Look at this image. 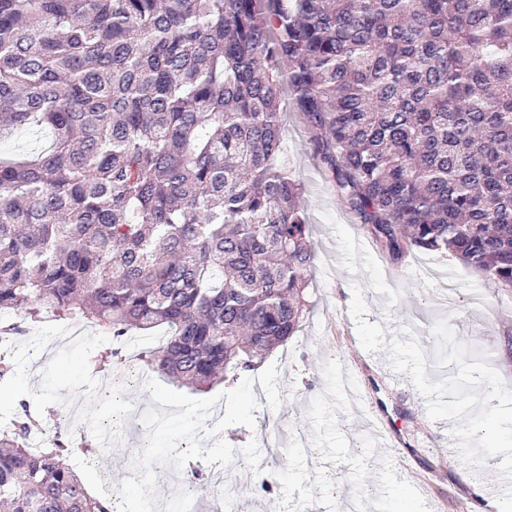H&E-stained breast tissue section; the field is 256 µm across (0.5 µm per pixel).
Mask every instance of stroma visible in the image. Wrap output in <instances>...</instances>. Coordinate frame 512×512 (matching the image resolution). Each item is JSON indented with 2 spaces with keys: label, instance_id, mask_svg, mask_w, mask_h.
Returning <instances> with one entry per match:
<instances>
[{
  "label": "stroma",
  "instance_id": "stroma-1",
  "mask_svg": "<svg viewBox=\"0 0 512 512\" xmlns=\"http://www.w3.org/2000/svg\"><path fill=\"white\" fill-rule=\"evenodd\" d=\"M282 122L283 161L304 187L317 255L308 290L314 309L303 331L271 356L280 370L282 407L271 410L265 394H257L255 428L233 425L223 431L235 449V464L223 470L200 462L204 477L219 473L223 480L195 500L194 512L229 497L241 512H349L351 501L363 499L370 500L373 512H499L491 496L501 486L495 464L473 472L458 454L447 453L451 421L428 418L425 399L408 375L393 373L387 351L361 347L350 303L353 284H360L368 322L409 331L421 343L431 341L440 318H449L460 341L476 342L512 389V295L481 287L471 269L446 256L416 252L392 267L340 206L336 186L314 158L307 128L292 105H285ZM86 334L83 341L67 338L56 321L17 339L11 352L15 374L0 381V421L12 419L23 401L44 410L76 398L87 402L96 420L111 415L86 358L112 338L91 327ZM163 338L159 332L122 343L111 367V381L123 393L122 412L150 406L137 373L144 366L142 351ZM380 421L391 447H380L375 439L372 425ZM277 429L283 443L267 450L260 437ZM141 437L137 430L105 446L88 435L96 451L79 473L90 492L129 477V460ZM257 475L267 478L269 489L254 483Z\"/></svg>",
  "mask_w": 512,
  "mask_h": 512
}]
</instances>
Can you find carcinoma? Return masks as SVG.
<instances>
[{
	"label": "carcinoma",
	"mask_w": 512,
	"mask_h": 512,
	"mask_svg": "<svg viewBox=\"0 0 512 512\" xmlns=\"http://www.w3.org/2000/svg\"><path fill=\"white\" fill-rule=\"evenodd\" d=\"M394 262L512 295V0H0V314L119 339L202 391L302 328L316 254L280 163L283 84ZM0 430L10 512H108L58 445ZM50 138V134L47 132H43L39 136L28 132H21L13 140L2 142L0 144V151L3 154L41 151L48 146Z\"/></svg>",
	"instance_id": "1"
}]
</instances>
